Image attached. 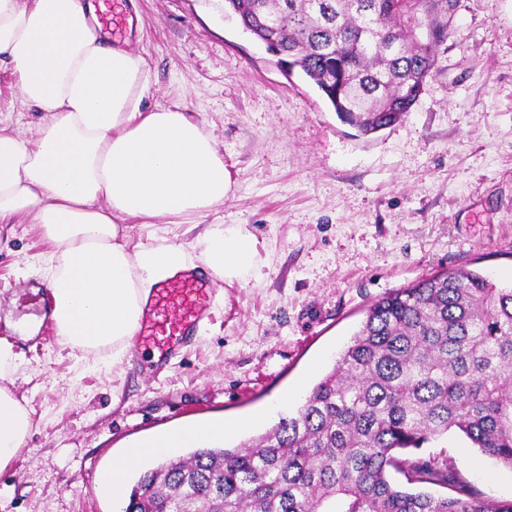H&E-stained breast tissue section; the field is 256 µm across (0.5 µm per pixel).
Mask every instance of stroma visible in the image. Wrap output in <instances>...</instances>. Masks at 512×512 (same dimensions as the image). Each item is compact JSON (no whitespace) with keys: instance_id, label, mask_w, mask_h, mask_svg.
I'll return each mask as SVG.
<instances>
[{"instance_id":"35a3bbf8","label":"stroma","mask_w":512,"mask_h":512,"mask_svg":"<svg viewBox=\"0 0 512 512\" xmlns=\"http://www.w3.org/2000/svg\"><path fill=\"white\" fill-rule=\"evenodd\" d=\"M125 48L146 63L144 111L177 109L212 134L232 186L199 225L127 222L129 251L167 241L191 254L208 225H240L255 258L244 279L215 280L210 318L163 371L155 348L120 360L60 341L38 258L50 246L22 217L0 226V380L32 429L0 471V512H124L127 498L84 486L163 429L239 420L313 386L369 307L443 270L512 284V0H459L456 39L408 114L363 135L302 72L225 16L216 0H123ZM0 117L27 140L38 117L0 69ZM280 416L299 404L277 405ZM448 458L486 496L512 499V470L450 430L415 450Z\"/></svg>"}]
</instances>
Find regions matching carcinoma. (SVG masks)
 <instances>
[{"instance_id": "carcinoma-1", "label": "carcinoma", "mask_w": 512, "mask_h": 512, "mask_svg": "<svg viewBox=\"0 0 512 512\" xmlns=\"http://www.w3.org/2000/svg\"><path fill=\"white\" fill-rule=\"evenodd\" d=\"M232 4L363 135L410 112L433 47L457 36V0ZM453 428L512 470V287L471 271L431 273L375 301L296 415L146 470L124 512H512L448 459L407 457Z\"/></svg>"}]
</instances>
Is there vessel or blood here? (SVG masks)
Segmentation results:
<instances>
[{"instance_id":"vessel-or-blood-1","label":"vessel or blood","mask_w":512,"mask_h":512,"mask_svg":"<svg viewBox=\"0 0 512 512\" xmlns=\"http://www.w3.org/2000/svg\"><path fill=\"white\" fill-rule=\"evenodd\" d=\"M210 293V278L195 270L178 271L155 288L138 323L139 337L147 339L156 336L159 310L169 309L176 314L169 324L167 341L156 345L159 366H166L177 358L192 340L208 315Z\"/></svg>"}]
</instances>
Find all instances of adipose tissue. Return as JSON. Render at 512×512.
Wrapping results in <instances>:
<instances>
[{
  "mask_svg": "<svg viewBox=\"0 0 512 512\" xmlns=\"http://www.w3.org/2000/svg\"><path fill=\"white\" fill-rule=\"evenodd\" d=\"M93 0H0V65L17 78L19 104L48 115L36 140L0 126V223L20 214L54 249L45 259L52 318L63 342L121 357L153 288L194 260L160 244L129 252L122 224L173 218L191 224L231 188L210 134L183 112H145V62L104 43ZM199 260L216 275L245 278L252 241L212 224ZM32 427L0 388V469ZM231 423L154 433L149 451L175 453L234 431Z\"/></svg>",
  "mask_w": 512,
  "mask_h": 512,
  "instance_id": "obj_1",
  "label": "adipose tissue"
}]
</instances>
